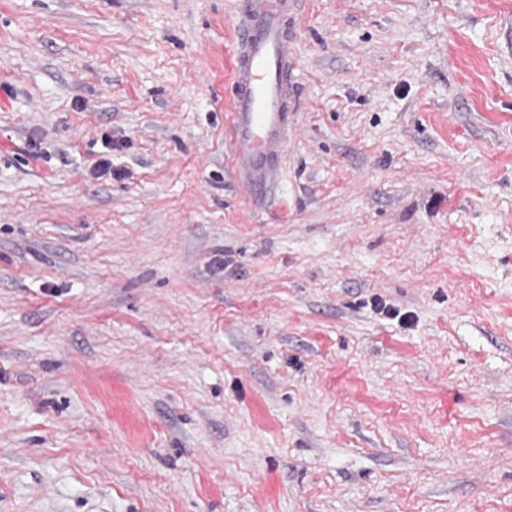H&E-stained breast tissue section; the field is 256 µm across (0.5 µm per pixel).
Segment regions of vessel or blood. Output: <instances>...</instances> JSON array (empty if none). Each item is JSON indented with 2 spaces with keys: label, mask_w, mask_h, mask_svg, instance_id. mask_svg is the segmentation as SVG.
<instances>
[{
  "label": "vessel or blood",
  "mask_w": 512,
  "mask_h": 512,
  "mask_svg": "<svg viewBox=\"0 0 512 512\" xmlns=\"http://www.w3.org/2000/svg\"><path fill=\"white\" fill-rule=\"evenodd\" d=\"M297 0H239L225 129L231 165L250 202L263 204L288 150L295 69L288 21Z\"/></svg>",
  "instance_id": "1"
}]
</instances>
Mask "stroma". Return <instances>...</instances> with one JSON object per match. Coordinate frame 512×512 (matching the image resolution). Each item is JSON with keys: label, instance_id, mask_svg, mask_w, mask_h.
Here are the masks:
<instances>
[{"label": "stroma", "instance_id": "35a3bbf8", "mask_svg": "<svg viewBox=\"0 0 512 512\" xmlns=\"http://www.w3.org/2000/svg\"><path fill=\"white\" fill-rule=\"evenodd\" d=\"M237 7L0 0V512H512V0H298L258 207Z\"/></svg>", "mask_w": 512, "mask_h": 512}]
</instances>
